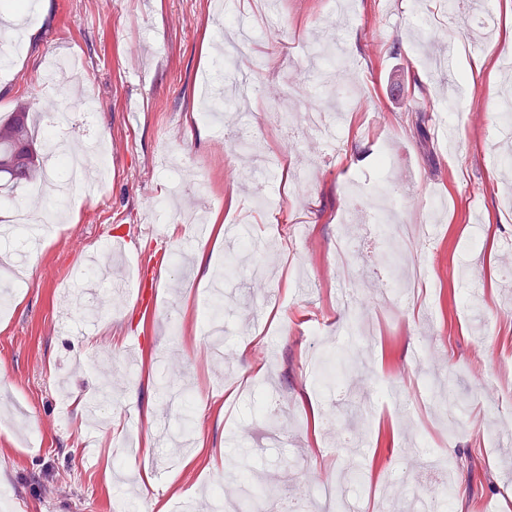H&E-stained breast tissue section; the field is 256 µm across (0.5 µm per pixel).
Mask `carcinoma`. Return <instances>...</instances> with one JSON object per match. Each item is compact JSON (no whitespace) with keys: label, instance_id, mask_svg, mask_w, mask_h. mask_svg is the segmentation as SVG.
<instances>
[{"label":"carcinoma","instance_id":"1","mask_svg":"<svg viewBox=\"0 0 512 512\" xmlns=\"http://www.w3.org/2000/svg\"><path fill=\"white\" fill-rule=\"evenodd\" d=\"M28 104L0 117V188L42 180L46 173L47 140L35 137V119Z\"/></svg>","mask_w":512,"mask_h":512}]
</instances>
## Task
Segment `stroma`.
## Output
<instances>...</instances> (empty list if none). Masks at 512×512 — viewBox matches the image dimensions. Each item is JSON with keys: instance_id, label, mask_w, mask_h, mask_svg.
<instances>
[{"instance_id": "obj_1", "label": "stroma", "mask_w": 512, "mask_h": 512, "mask_svg": "<svg viewBox=\"0 0 512 512\" xmlns=\"http://www.w3.org/2000/svg\"><path fill=\"white\" fill-rule=\"evenodd\" d=\"M33 2L26 47L0 35L11 55L0 115L27 101L44 119L48 63L81 59L68 98L91 96V124L71 113L66 128L104 143L109 164L90 173L98 198L72 187L76 223L51 225L35 246L0 240V258L32 270L0 312V512H210L217 481L244 512L287 498L315 507L314 448L358 512H401L418 482L451 512H512V435L491 410L512 404V369L497 367L512 361V163L496 147L512 0H495V35L478 49L448 0L418 11L412 0H279L269 22L250 0L223 15L211 0ZM425 25L454 46L447 75L465 87L463 107L446 106L421 53ZM229 66L250 72L253 97L218 124L203 117L202 86ZM323 73L333 88L321 106L341 118L332 142L308 134L301 101L282 93L319 92ZM439 119L457 147L436 136ZM244 125L280 159L261 209L255 157L233 147ZM194 210L245 226L267 274L231 241L194 237ZM368 218L432 234L369 247ZM147 224L164 225L169 251L157 253ZM92 254L93 282L82 276ZM140 266L157 272L149 317L136 285L121 300L110 288ZM346 274L351 311L338 303ZM214 301L223 313L207 336L199 320ZM363 336L374 350L360 364L339 342ZM439 377L461 426L412 395ZM106 386L88 434L85 411ZM242 446L250 479L237 484L210 463ZM145 474L154 495L140 489ZM255 485L270 498L250 500Z\"/></svg>"}]
</instances>
